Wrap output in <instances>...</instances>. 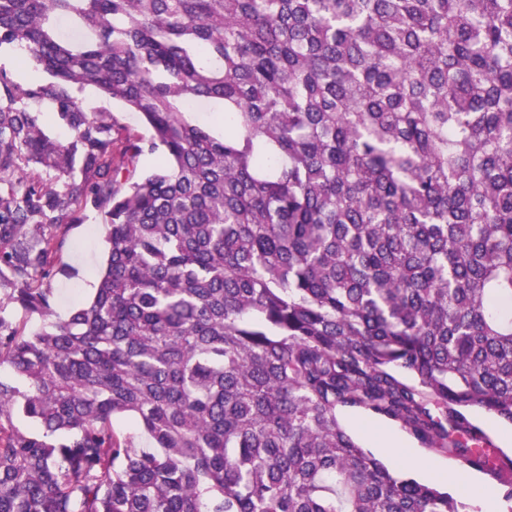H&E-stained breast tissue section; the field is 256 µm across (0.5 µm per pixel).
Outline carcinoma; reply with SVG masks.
Instances as JSON below:
<instances>
[{"label":"carcinoma","mask_w":512,"mask_h":512,"mask_svg":"<svg viewBox=\"0 0 512 512\" xmlns=\"http://www.w3.org/2000/svg\"><path fill=\"white\" fill-rule=\"evenodd\" d=\"M18 46L45 77L0 68V278L47 323L0 315L27 384L0 380V512H470L343 409L512 512L471 417L512 423V0H0ZM84 86L150 132L119 165ZM89 205L106 263L53 321L56 231ZM338 419L340 423L358 439L364 448L370 450L393 473L397 475H409L419 482L432 483L447 488L448 492L453 495L466 498L468 500L467 502L474 506V510H478L474 512L483 511L484 505L479 492L482 489H485L483 491V498L486 500L488 506L493 505V498H495L494 491L491 490V488L482 480L480 475L476 473H461L451 466H448L446 459L430 456L424 448H421L413 440L408 439L398 427L386 422H372L361 413H350L348 411L341 412ZM355 419L357 420V423L355 422ZM366 425L386 427L398 434L407 444V448H400L402 451H406L407 458L400 459L382 448H375L366 435L369 433V429ZM414 454L431 459L445 467L448 472V477L438 478L427 476L423 470L433 474L436 472V466L430 461L420 460L417 464L423 469L421 470L413 461ZM471 479H474L477 482V485H471Z\"/></svg>","instance_id":"carcinoma-1"}]
</instances>
